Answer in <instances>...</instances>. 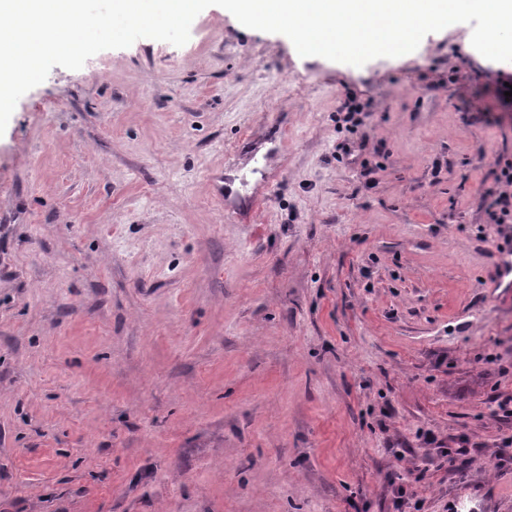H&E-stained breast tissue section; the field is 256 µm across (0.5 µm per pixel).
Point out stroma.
I'll list each match as a JSON object with an SVG mask.
<instances>
[{"mask_svg":"<svg viewBox=\"0 0 512 512\" xmlns=\"http://www.w3.org/2000/svg\"><path fill=\"white\" fill-rule=\"evenodd\" d=\"M471 32L354 67L211 6L21 97L0 512H512V111ZM497 182L504 189L499 190L490 203L488 215L493 224L512 223V163L500 169ZM496 274L493 290L504 294L512 293V251L497 250L495 256Z\"/></svg>","mask_w":512,"mask_h":512,"instance_id":"stroma-1","label":"stroma"}]
</instances>
